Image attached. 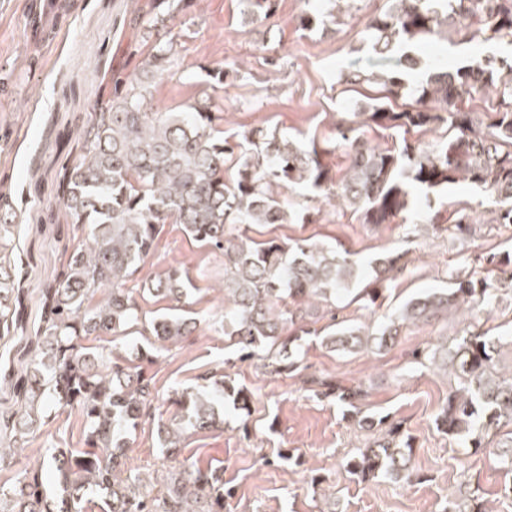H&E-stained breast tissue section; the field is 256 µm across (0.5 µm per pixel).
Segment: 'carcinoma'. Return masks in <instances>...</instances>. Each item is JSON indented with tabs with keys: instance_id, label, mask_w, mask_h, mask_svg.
I'll return each instance as SVG.
<instances>
[{
	"instance_id": "cac0c4a2",
	"label": "carcinoma",
	"mask_w": 512,
	"mask_h": 512,
	"mask_svg": "<svg viewBox=\"0 0 512 512\" xmlns=\"http://www.w3.org/2000/svg\"><path fill=\"white\" fill-rule=\"evenodd\" d=\"M190 0H158L153 11L134 25L156 28ZM367 32L378 54L377 71L344 74L352 84L373 82L381 96L358 106L362 121L336 126L352 161L346 176L335 180L324 162L330 141L298 144L277 131L242 139L224 135V104L205 98L179 112L147 109L149 83L172 75L176 50L168 42L154 47L139 62L138 72L112 77L110 96L94 109L79 132L81 154L57 172L56 191L72 229L89 227L87 239L64 259L57 277L42 294L43 326L27 337L34 347L32 375L14 385L24 410L12 423L7 447H0V470L16 464L28 438L47 424L55 408L79 411L84 420V447L54 448L33 467L21 468L14 482L0 485V512H87L94 500L107 512H224L231 492L224 489L219 467L172 471L160 495L140 489L139 477L125 472L128 435L150 413L151 378L112 352L87 347L91 336L148 334L156 339L145 357L153 360L196 328V319L181 315H143L126 288L156 246L164 224L172 219L198 243L224 255V335L242 358L258 357L271 374L290 373L300 362L298 334L285 328L305 319L307 308L329 306L351 294L366 308L377 306L383 283L399 269L403 253L386 251L364 264L317 241L289 245L277 238L257 242L227 234V225L286 224L288 188L336 189L338 200L360 213L365 224H390L414 210L416 194L446 190L461 181L491 193V224H512V61L485 59L477 67L450 69L433 65L426 77L410 85L403 75L415 69L408 53L391 55L402 43L419 44L441 32L462 42L480 39L512 45V0H390L373 16ZM493 91L479 121L469 107L475 96ZM410 96L403 107L395 101ZM402 136L393 148L365 143L363 126ZM442 135L411 144L415 131ZM13 206L0 199V336L22 327L24 304L16 287L17 262L11 258L7 234ZM186 272L172 268L147 287L155 296L177 302L188 298ZM100 291L104 301L89 305ZM495 297L487 279L450 275L448 289L414 297L377 331L378 348L394 345L407 323L462 306L485 308ZM323 328L322 342L351 352L364 345V333L336 321ZM495 343L481 333L464 331L445 353L458 386L437 418L446 434L458 437L478 453L501 426H512V376L494 377ZM314 394L344 407V415L360 412L363 391L331 381H317ZM231 401L242 411L251 394L230 385L224 376L212 385L181 394V418L159 428L163 455L177 457L183 434L214 429L222 423L219 407ZM412 437L402 425H389L375 440L345 462L347 472L367 482L380 474L411 480ZM54 473L58 494L44 488V472ZM446 512H487L484 501L458 497Z\"/></svg>"
}]
</instances>
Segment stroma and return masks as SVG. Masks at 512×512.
<instances>
[{"instance_id":"1","label":"stroma","mask_w":512,"mask_h":512,"mask_svg":"<svg viewBox=\"0 0 512 512\" xmlns=\"http://www.w3.org/2000/svg\"><path fill=\"white\" fill-rule=\"evenodd\" d=\"M152 0H0V196L12 200L14 237L21 272L17 285L24 300L22 337L0 338V438L22 401L12 380L30 369L23 339L41 323V294L61 268L72 232L65 218L47 221L57 210L55 176L68 157H79L78 142L68 150L56 144L59 133H77L96 101L109 95L112 73L134 72L139 60L129 54L139 42L174 41L177 61L172 77L157 84L151 104L158 110L213 97L227 111L226 133L255 127L278 129L300 143L333 137L346 113L364 97L369 84L350 89L342 73L368 69L374 59L366 33L371 17L387 0H277L273 14L252 15L246 0H194L188 12L164 29L135 27V14ZM419 70L435 60L449 67L478 66L486 57L512 56V46L443 38L412 47ZM223 67L224 80L207 72ZM297 214L287 224L250 226L256 239L287 243L320 240L351 259L364 262L388 250L405 252L407 269L389 280L381 306L365 309L342 298L334 318L379 329L413 296L446 287L450 273L479 277L483 258L512 242V226L488 224L492 204L487 193L460 183L418 202L413 215L392 224L362 223L339 200L314 195L303 187L288 193ZM471 221L456 229L455 219ZM186 271L191 317L197 327L163 359L142 363L143 336H105L101 346L142 366L160 399L157 413L178 416L175 393L202 385L217 371L251 393L248 414L226 409L221 428L187 434L181 457L187 464L219 466L233 495L234 512H443L449 499L477 494L490 512H512V493L493 449L474 454L461 441L444 436L436 415L456 379L452 372L418 364L415 355L437 345L455 344L467 324L496 340L497 370L512 374V285H499L490 315L471 318L455 310L438 319L403 326L394 346L340 352L320 337H303L302 363L292 373L265 372L257 359L240 360L224 334V257L193 241L182 225L167 223L156 248L131 286L150 316L168 312L169 300L143 291L144 281L168 268ZM329 377L362 389V413L389 416L412 437L411 462L419 481L385 476L355 482L345 457L366 447L382 432L345 419L335 402L314 397L312 380ZM83 444V420L74 410L58 411L30 436L19 465L39 461L50 448ZM292 451L293 462L279 459ZM161 444L152 419H143L132 436L127 465L143 485L160 490Z\"/></svg>"}]
</instances>
